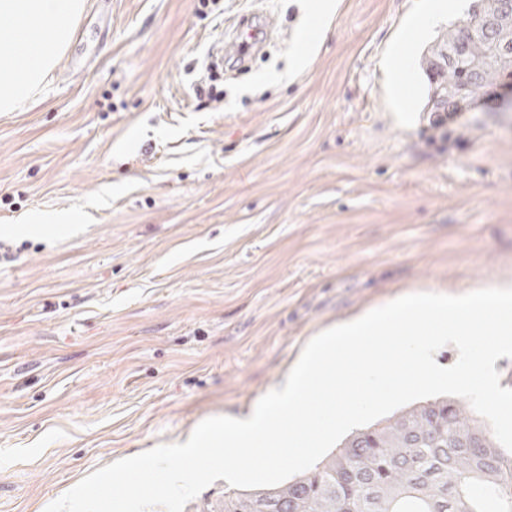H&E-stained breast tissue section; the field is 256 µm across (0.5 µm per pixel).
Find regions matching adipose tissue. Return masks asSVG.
<instances>
[{
    "label": "adipose tissue",
    "mask_w": 512,
    "mask_h": 512,
    "mask_svg": "<svg viewBox=\"0 0 512 512\" xmlns=\"http://www.w3.org/2000/svg\"><path fill=\"white\" fill-rule=\"evenodd\" d=\"M86 0H0V112L35 105Z\"/></svg>",
    "instance_id": "ef3b65f1"
}]
</instances>
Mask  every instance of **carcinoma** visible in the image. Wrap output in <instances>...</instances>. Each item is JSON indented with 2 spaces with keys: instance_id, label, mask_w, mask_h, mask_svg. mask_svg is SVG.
I'll return each instance as SVG.
<instances>
[{
  "instance_id": "obj_1",
  "label": "carcinoma",
  "mask_w": 512,
  "mask_h": 512,
  "mask_svg": "<svg viewBox=\"0 0 512 512\" xmlns=\"http://www.w3.org/2000/svg\"><path fill=\"white\" fill-rule=\"evenodd\" d=\"M506 0H471L448 26L430 64L433 85L457 109L464 89L478 99L512 69L508 26L489 18ZM205 512H512V452L459 399L436 397L347 436L304 473L272 487L226 489Z\"/></svg>"
}]
</instances>
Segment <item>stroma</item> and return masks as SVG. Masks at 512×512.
Segmentation results:
<instances>
[{
  "instance_id": "1",
  "label": "stroma",
  "mask_w": 512,
  "mask_h": 512,
  "mask_svg": "<svg viewBox=\"0 0 512 512\" xmlns=\"http://www.w3.org/2000/svg\"><path fill=\"white\" fill-rule=\"evenodd\" d=\"M312 2L87 0L0 112V512L247 411L389 299L512 285V100L426 108L462 10Z\"/></svg>"
}]
</instances>
